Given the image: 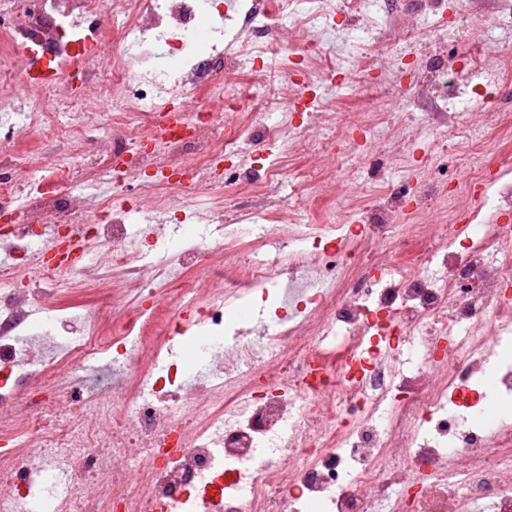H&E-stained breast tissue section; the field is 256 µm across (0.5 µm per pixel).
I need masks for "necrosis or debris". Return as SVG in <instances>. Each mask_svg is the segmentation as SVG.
Wrapping results in <instances>:
<instances>
[{
    "label": "necrosis or debris",
    "mask_w": 512,
    "mask_h": 512,
    "mask_svg": "<svg viewBox=\"0 0 512 512\" xmlns=\"http://www.w3.org/2000/svg\"><path fill=\"white\" fill-rule=\"evenodd\" d=\"M213 7H0V212L23 216L0 226V512H512V359L498 363L495 398L479 384L486 351L512 334V224L461 213L493 166L512 165L492 148L512 115L470 119L456 100L415 129L396 112L340 123L317 96L296 116L282 72L301 60L308 89L337 73L359 82L380 55L432 38L426 7L348 0L339 30L334 0H246L201 50ZM380 25L384 38L355 54ZM46 60L49 99L36 73ZM414 67L416 100L446 96L433 58L418 52ZM189 91L198 105L182 128L159 129ZM347 131L397 166H426L413 209L360 180ZM427 134L466 140L455 194L446 148L417 149ZM268 145L307 157L293 202L271 190L278 159L238 162ZM339 152L340 175L324 172ZM366 192L355 243L340 248L335 232ZM191 211L206 213L208 236L155 261L167 216ZM246 223L253 242L225 270L216 257ZM278 284L275 324H231V301ZM75 292L100 299L86 321L30 335L33 314ZM190 309L207 330L196 361L208 374L193 381L168 346Z\"/></svg>",
    "instance_id": "1"
}]
</instances>
